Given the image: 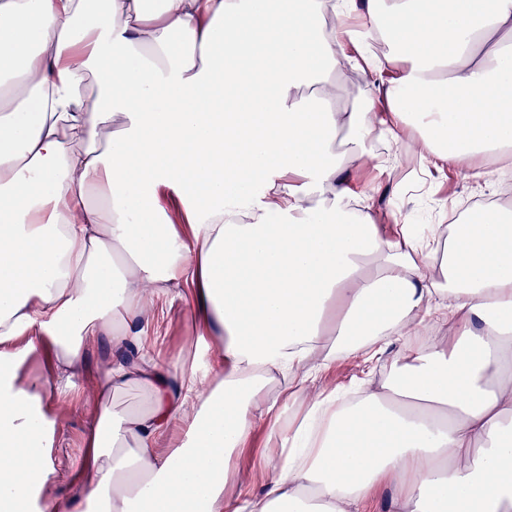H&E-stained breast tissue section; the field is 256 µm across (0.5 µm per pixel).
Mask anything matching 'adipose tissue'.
I'll list each match as a JSON object with an SVG mask.
<instances>
[{
    "mask_svg": "<svg viewBox=\"0 0 512 512\" xmlns=\"http://www.w3.org/2000/svg\"><path fill=\"white\" fill-rule=\"evenodd\" d=\"M369 31L384 112L344 79ZM410 126L434 166L505 175L512 0H0V512H373L385 488L392 512H512V213L418 262L411 225L352 209L336 154ZM165 190L184 224L148 223ZM182 282L195 354L166 365L142 338ZM427 322L448 340L417 343ZM398 338L381 391L300 417L266 394L315 381L321 343L367 365ZM47 345L94 400L63 500L52 387L18 374ZM133 383L148 407L117 408ZM260 423L258 495L231 465Z\"/></svg>",
    "mask_w": 512,
    "mask_h": 512,
    "instance_id": "ef3b65f1",
    "label": "adipose tissue"
}]
</instances>
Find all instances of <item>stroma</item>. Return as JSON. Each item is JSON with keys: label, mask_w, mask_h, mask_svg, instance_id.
<instances>
[{"label": "stroma", "mask_w": 512, "mask_h": 512, "mask_svg": "<svg viewBox=\"0 0 512 512\" xmlns=\"http://www.w3.org/2000/svg\"><path fill=\"white\" fill-rule=\"evenodd\" d=\"M419 135L406 129L394 145L390 155H383L377 141L363 145L352 143L345 133H338L336 150L347 157H355L354 191L367 196L370 207L383 218L380 228L393 229L396 222L407 221L416 226L447 225L448 207L467 206L471 198L491 197L500 187L465 177L459 170L432 167L421 160L415 144ZM155 342L148 351L160 360L181 357L190 361L198 333V326L189 308V296L180 285H170L167 295L157 305ZM410 349L403 341H395L388 352L374 361L371 372L353 361L339 360L321 374L310 387L294 389L288 400L289 411L306 409L310 399L322 390L339 387L353 392L367 382H379L387 374L394 356H406ZM87 384L84 376L71 380L68 394L54 398L51 409L59 422L58 439L53 451L62 469H69L80 459L89 431L87 403L81 392Z\"/></svg>", "instance_id": "obj_1"}]
</instances>
